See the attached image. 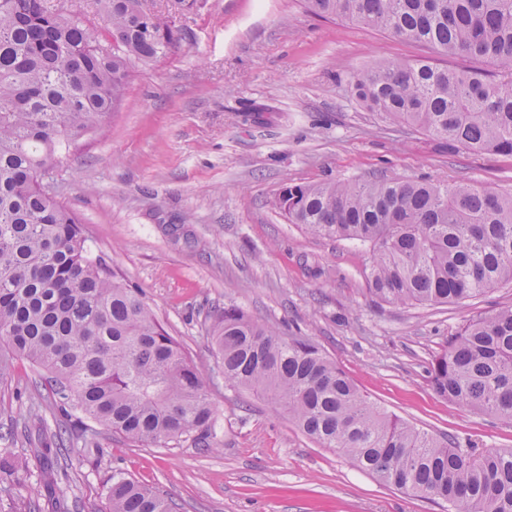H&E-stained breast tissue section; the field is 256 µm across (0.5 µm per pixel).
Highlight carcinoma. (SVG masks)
<instances>
[{"mask_svg":"<svg viewBox=\"0 0 512 512\" xmlns=\"http://www.w3.org/2000/svg\"><path fill=\"white\" fill-rule=\"evenodd\" d=\"M103 24L63 0H0V379L15 357L44 372L58 411L86 438L212 448L206 383L142 294L87 255L81 222L43 186L64 144L122 101L131 60L180 34L142 0H92ZM347 20L478 66L390 61L353 74L367 109L446 145L512 157V0H306ZM279 208L315 237L370 246L369 294L399 305L460 303L512 284V193L468 183L290 185ZM224 384L267 397L323 448L377 480L448 504L512 512V449L463 452L379 409L313 340L279 335L229 305L212 323ZM440 398L512 420V307L468 322L430 364ZM109 512H173L159 491L112 473Z\"/></svg>","mask_w":512,"mask_h":512,"instance_id":"obj_1","label":"carcinoma"}]
</instances>
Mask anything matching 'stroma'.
Wrapping results in <instances>:
<instances>
[{
    "label": "stroma",
    "instance_id": "stroma-1",
    "mask_svg": "<svg viewBox=\"0 0 512 512\" xmlns=\"http://www.w3.org/2000/svg\"><path fill=\"white\" fill-rule=\"evenodd\" d=\"M180 48L132 62L121 105L60 148L44 178L81 220L87 249L139 290L205 379L218 449L144 447L102 432L89 452L51 405L35 366L0 380V449L22 467L0 512H106L120 470L174 512H448L377 481L303 434L262 395L224 384L214 315L234 305L286 336L317 341L360 392L457 448H512V420L439 398L426 370L470 320L512 307V286L463 303L372 300L369 253L318 238L276 206L285 185L427 180L512 192V157L461 150L368 110L350 76L387 61L469 62L303 0H148Z\"/></svg>",
    "mask_w": 512,
    "mask_h": 512
}]
</instances>
